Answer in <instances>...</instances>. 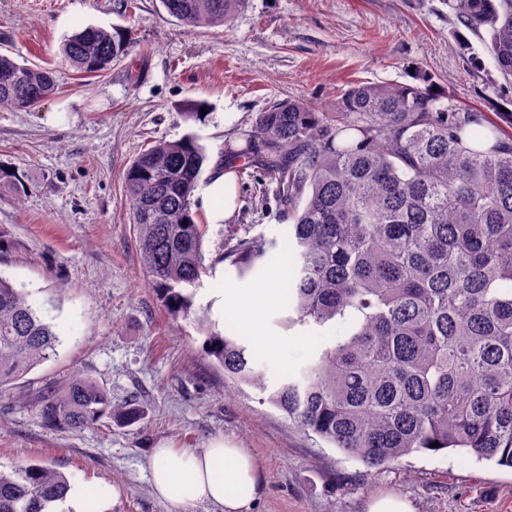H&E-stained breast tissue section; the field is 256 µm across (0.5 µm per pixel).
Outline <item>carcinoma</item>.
<instances>
[{
  "instance_id": "1",
  "label": "carcinoma",
  "mask_w": 512,
  "mask_h": 512,
  "mask_svg": "<svg viewBox=\"0 0 512 512\" xmlns=\"http://www.w3.org/2000/svg\"><path fill=\"white\" fill-rule=\"evenodd\" d=\"M186 27L225 25L247 0H160ZM465 26L512 76V0H455ZM126 29L89 26L63 45L79 74L109 71ZM56 90L52 71L0 53V106L26 111ZM244 156L276 183L292 221L283 316L312 333L298 372L270 382L241 337L201 324L202 350L240 389L258 391L313 434L375 472L421 451L463 449L512 469V134L430 87L358 82L320 112L288 99L258 114ZM208 157L192 136L159 140L125 174L128 221L149 285L173 321L195 313L188 287L210 270L196 191ZM26 185L0 167V186ZM277 242L244 233L219 258L240 277ZM0 275V390L56 357L54 324ZM342 331L326 337L336 325ZM41 425L77 432L145 411L115 403L80 373L28 391ZM71 489L47 463L0 469V512H55Z\"/></svg>"
}]
</instances>
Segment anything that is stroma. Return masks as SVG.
Segmentation results:
<instances>
[{
	"mask_svg": "<svg viewBox=\"0 0 512 512\" xmlns=\"http://www.w3.org/2000/svg\"><path fill=\"white\" fill-rule=\"evenodd\" d=\"M131 29L127 54L83 78L58 51L88 27ZM467 28L454 0H248L230 26L180 25L159 0H0V52L53 70L58 91L27 111L0 106V165L26 195L0 188V275L26 289L61 343L55 360L20 382L32 389L92 377L113 401L146 410L131 426L49 429L14 391L0 392V468L46 460L81 492L78 512H168L150 482L154 448L209 447L216 437L252 451L265 477L253 512H368L379 496L413 512H512V469L456 451L414 453L379 471L304 434L253 390L239 393L204 355L195 320L171 321L146 282L125 214V170L158 140L192 134L210 158L242 147L259 112L303 98L334 106L357 81L429 78L458 107L512 133V78ZM207 112L188 119L192 104ZM235 217L205 225L206 259L230 234L281 239L275 186L256 169L237 176ZM275 349L257 347L269 380L297 367L309 344L267 316Z\"/></svg>",
	"mask_w": 512,
	"mask_h": 512,
	"instance_id": "1",
	"label": "stroma"
}]
</instances>
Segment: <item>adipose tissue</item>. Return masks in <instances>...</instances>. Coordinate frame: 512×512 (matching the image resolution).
Listing matches in <instances>:
<instances>
[{
	"instance_id": "adipose-tissue-1",
	"label": "adipose tissue",
	"mask_w": 512,
	"mask_h": 512,
	"mask_svg": "<svg viewBox=\"0 0 512 512\" xmlns=\"http://www.w3.org/2000/svg\"><path fill=\"white\" fill-rule=\"evenodd\" d=\"M210 223L229 220L237 207V177L229 164L219 165L198 196ZM275 305V290L259 282L251 288L219 292L217 309L247 311L252 324H261ZM154 492L169 505V512H187L190 505L207 503L223 512H251L263 491V476L249 449L218 438L208 448L155 449L151 469Z\"/></svg>"
}]
</instances>
